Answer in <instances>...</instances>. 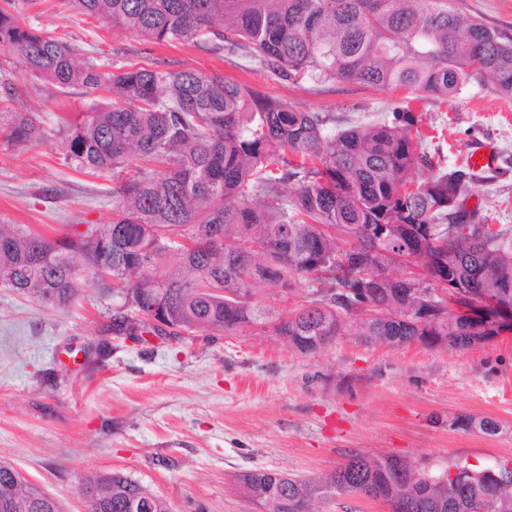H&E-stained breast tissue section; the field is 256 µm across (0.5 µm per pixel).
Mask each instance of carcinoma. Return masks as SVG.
<instances>
[{
  "mask_svg": "<svg viewBox=\"0 0 512 512\" xmlns=\"http://www.w3.org/2000/svg\"><path fill=\"white\" fill-rule=\"evenodd\" d=\"M86 15L156 43L248 53L291 83H352L456 96L491 80L512 97V27L486 24L456 0H74ZM59 88L86 109L49 132L40 115L12 112L22 91L0 71V139L56 137L63 160L112 177V222L55 236L0 224V288L66 308L99 284L122 299L112 333L232 334L261 326L302 354L339 336L367 344L467 351L506 331L484 315L512 308V234L455 202L469 167L441 168L419 117L336 128L219 74L136 64L116 72L80 57L64 37L26 24L0 0V62ZM455 234H448V227ZM422 264L423 280L396 278L389 247ZM321 295L276 311L264 287ZM463 430L499 432L492 419L458 416ZM258 512H318L356 493L404 512H512V458L418 468L350 450L318 479L268 470L241 478ZM88 512H172L166 499L117 469L85 478ZM0 512H64L51 493L0 462Z\"/></svg>",
  "mask_w": 512,
  "mask_h": 512,
  "instance_id": "obj_1",
  "label": "carcinoma"
}]
</instances>
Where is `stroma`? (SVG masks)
<instances>
[{"mask_svg": "<svg viewBox=\"0 0 512 512\" xmlns=\"http://www.w3.org/2000/svg\"><path fill=\"white\" fill-rule=\"evenodd\" d=\"M20 8L27 24L69 35L105 70L153 62L218 73L341 125L406 105L400 91L292 84L243 52L212 53L192 40L156 44L54 0H22ZM15 80L24 91L13 111L40 113L47 126L81 109L77 94L31 86L22 74ZM411 106L421 118L412 136L428 137L445 169L466 163L473 145L495 147V168L476 172L462 204L512 227V98L486 80ZM1 220L48 235L110 223L112 180L67 165L57 139L0 141ZM120 304L99 285L64 309L0 288V461L56 495L65 512H87L79 484L108 468L139 479L173 512H256L239 481L254 470L314 478L350 450L435 468L485 469L512 457V332L463 352L341 336L305 355L257 328L136 342L107 329ZM59 349L69 365L57 361ZM460 415L501 430L452 427Z\"/></svg>", "mask_w": 512, "mask_h": 512, "instance_id": "1", "label": "stroma"}]
</instances>
